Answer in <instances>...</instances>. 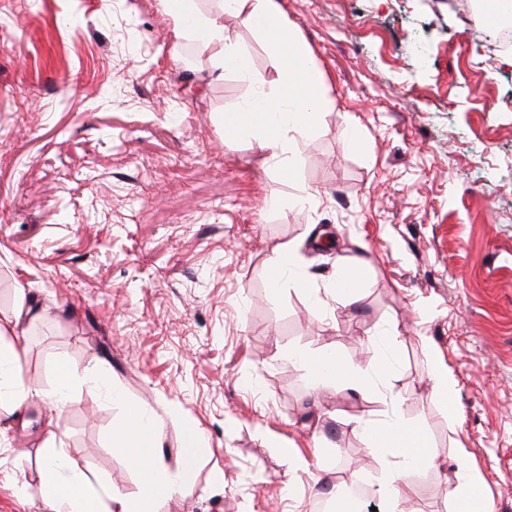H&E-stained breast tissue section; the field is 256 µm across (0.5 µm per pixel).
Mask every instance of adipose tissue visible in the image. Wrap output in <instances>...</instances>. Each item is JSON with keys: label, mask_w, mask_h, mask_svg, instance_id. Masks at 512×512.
I'll return each instance as SVG.
<instances>
[{"label": "adipose tissue", "mask_w": 512, "mask_h": 512, "mask_svg": "<svg viewBox=\"0 0 512 512\" xmlns=\"http://www.w3.org/2000/svg\"><path fill=\"white\" fill-rule=\"evenodd\" d=\"M174 20L178 39L198 40L213 46L214 79L235 73L244 84V104L237 113L239 130L251 131L257 148L280 174L291 173L299 151V136L318 121L330 107L328 85L322 69L309 60L310 50L292 30L278 0H214L200 9L196 0H164ZM245 15L253 30L269 41L276 81H268L257 71L248 50L224 31L225 15ZM18 305L10 316L0 318V405L20 406L32 398L51 397L56 407H64L74 384L86 386L90 393L101 390L99 382L80 374L64 360H56L57 386L52 392L31 381L23 361L27 344L24 321H36L38 312L25 309V291H18ZM289 360L313 380L336 378L353 388H371L384 377L382 368L353 367L335 353L294 350ZM376 455L386 465V476L379 493L391 506L399 504L401 479L405 474L436 466L438 454L424 429L404 422L397 414L368 420L364 427ZM115 447L123 449L128 465L144 477V494L138 498L115 495L81 465L68 459L56 437H48L42 449L40 484L43 502L51 512H154L161 497L185 493L189 485L184 475L169 472L158 460L154 422L146 411L132 409L116 432Z\"/></svg>", "instance_id": "1"}]
</instances>
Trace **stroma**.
Returning <instances> with one entry per match:
<instances>
[{"label":"stroma","mask_w":512,"mask_h":512,"mask_svg":"<svg viewBox=\"0 0 512 512\" xmlns=\"http://www.w3.org/2000/svg\"><path fill=\"white\" fill-rule=\"evenodd\" d=\"M281 5L332 100L288 176L226 134L243 86L206 83L213 47L176 39L162 0H0V315L19 287L44 310L25 373L45 390L62 358L123 395L0 408V512H41L51 423L115 494L140 496L112 446L131 407L190 485L156 512H315L327 487L376 484L363 424L384 401L312 386L295 349L393 359L384 384L439 453L402 483L409 512H450L463 451L491 512H512V64L452 0ZM224 28L276 80L244 17ZM292 244L309 287L271 283ZM355 264L353 297L333 294ZM436 353L453 415L430 396Z\"/></svg>","instance_id":"1"}]
</instances>
